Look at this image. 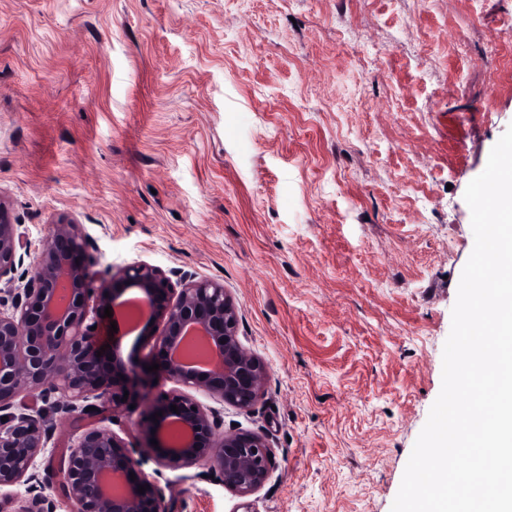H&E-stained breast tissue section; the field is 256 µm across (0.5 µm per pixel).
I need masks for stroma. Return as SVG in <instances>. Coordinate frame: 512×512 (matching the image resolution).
<instances>
[{
    "instance_id": "obj_1",
    "label": "stroma",
    "mask_w": 512,
    "mask_h": 512,
    "mask_svg": "<svg viewBox=\"0 0 512 512\" xmlns=\"http://www.w3.org/2000/svg\"><path fill=\"white\" fill-rule=\"evenodd\" d=\"M512 125V0H0V197L39 248L83 224L98 274L223 282L268 376L241 500L111 425L164 512H391L442 387L474 247L468 184ZM37 465L90 419L48 414Z\"/></svg>"
}]
</instances>
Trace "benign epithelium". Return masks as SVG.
I'll return each instance as SVG.
<instances>
[{"label": "benign epithelium", "instance_id": "benign-epithelium-1", "mask_svg": "<svg viewBox=\"0 0 512 512\" xmlns=\"http://www.w3.org/2000/svg\"><path fill=\"white\" fill-rule=\"evenodd\" d=\"M92 246L83 225L60 216L30 271L24 262L31 243L0 200V418L7 417L0 421V490L25 487L16 512H54L36 474L51 426L28 413L23 396L49 403L62 415L95 419L109 408L119 410L125 396L147 398L157 388L154 380L163 378L180 389L158 394L150 414L163 415L141 427L155 460L178 469L204 464L238 496L255 494L272 462L266 438L248 431L217 436L218 413L193 395L205 390L218 402L246 410L262 392L267 369L239 336L235 299L222 282L146 262L99 278L92 270ZM130 288L147 299L153 320L140 339L149 353L137 361L123 359L117 336L101 331L105 307L118 306ZM157 360L159 369H145ZM172 405L178 412L170 411ZM172 420L182 429L170 428ZM153 438L159 447L151 445ZM62 474L75 512H163L161 490L139 473L130 449L109 428L80 434ZM140 485L147 487L143 494Z\"/></svg>", "mask_w": 512, "mask_h": 512}]
</instances>
